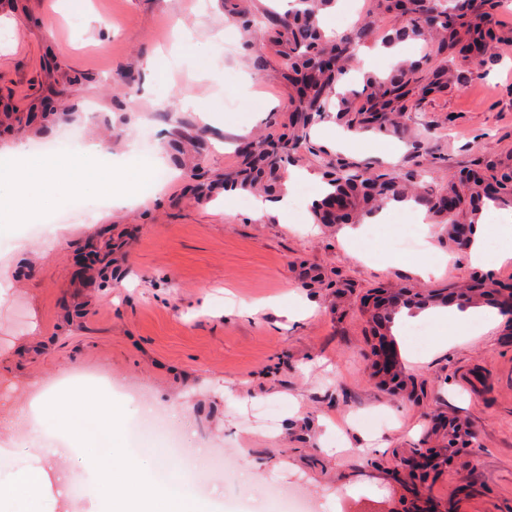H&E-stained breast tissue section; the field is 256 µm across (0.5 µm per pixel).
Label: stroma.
Wrapping results in <instances>:
<instances>
[{"label":"stroma","mask_w":512,"mask_h":512,"mask_svg":"<svg viewBox=\"0 0 512 512\" xmlns=\"http://www.w3.org/2000/svg\"><path fill=\"white\" fill-rule=\"evenodd\" d=\"M498 28L497 62L426 98L410 136L357 129L347 144L378 142L368 159L398 174L433 167L435 189L484 150L512 163V6ZM260 50L221 0H0V113L58 114L1 132L0 152L76 135L136 152L157 185L121 208L98 186L63 187L0 235V449L42 468L37 512H101L98 473L28 422L78 389L72 373L100 372L105 385L80 389L137 426L171 477L209 485L214 512H288L292 493L313 512H512V307L491 303L503 319L485 335L432 321L418 339V308L399 304L409 292L454 308L481 276L443 225L394 207L350 241L338 224L308 231L299 188L284 218H255L248 192L229 210L220 194L194 201L187 142L204 169H232L238 141L288 107L279 61L253 65ZM77 202L89 219L54 223ZM407 223V259L429 245L451 262L424 277L377 267ZM393 304L379 335L372 316Z\"/></svg>","instance_id":"35a3bbf8"}]
</instances>
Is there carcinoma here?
Wrapping results in <instances>:
<instances>
[{"mask_svg":"<svg viewBox=\"0 0 512 512\" xmlns=\"http://www.w3.org/2000/svg\"><path fill=\"white\" fill-rule=\"evenodd\" d=\"M297 2L300 8L281 17L271 11L254 14L242 0H224V16L251 37L261 38L280 61L288 89V110L279 122L277 138L283 153L267 152L261 139L241 143L238 168L220 178L225 188H262L271 193L281 186L286 166L301 151L315 157L323 153L310 146L308 129L329 112L337 82L355 62L358 47L374 34L365 24L330 38L320 27L319 15L335 0ZM499 8L500 0H374V14L397 19L383 39L393 44L405 37L420 38L425 54L383 79H368L362 91L340 98V120L354 129H397L427 96L446 92L452 84L463 85L470 70L454 69L456 57L480 68L494 64L495 47L502 40L495 23ZM477 167L480 176L461 175L438 192L425 190L430 171L421 169L412 174L415 187L410 196L407 185L390 172L373 171L368 162H339L326 171L333 191L312 205L314 216L320 224H355L361 213L379 204L411 197L426 207L434 223L456 230L462 223L471 224L484 199L512 205V167L490 155L482 156ZM450 196L460 201L453 214L448 213Z\"/></svg>","mask_w":512,"mask_h":512,"instance_id":"1","label":"carcinoma"}]
</instances>
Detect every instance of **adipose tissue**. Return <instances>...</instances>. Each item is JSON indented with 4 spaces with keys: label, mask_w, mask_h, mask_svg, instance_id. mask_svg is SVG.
I'll return each mask as SVG.
<instances>
[{
    "label": "adipose tissue",
    "mask_w": 512,
    "mask_h": 512,
    "mask_svg": "<svg viewBox=\"0 0 512 512\" xmlns=\"http://www.w3.org/2000/svg\"><path fill=\"white\" fill-rule=\"evenodd\" d=\"M102 146L91 142L78 150L42 156L25 145L0 153V218L18 224L28 219L25 203L29 184H38L44 195L59 185L95 181L113 206H125L129 197L146 199L154 194L155 171L136 154L123 156L118 166L105 165ZM50 428L70 438L73 460L95 469L110 493L109 512H208L188 482L162 481L146 455L131 448L127 428L105 401H89L82 393L71 394L63 404L48 408ZM43 490L39 470L20 469L0 475V503L8 512H33L32 504Z\"/></svg>",
    "instance_id": "1"
}]
</instances>
